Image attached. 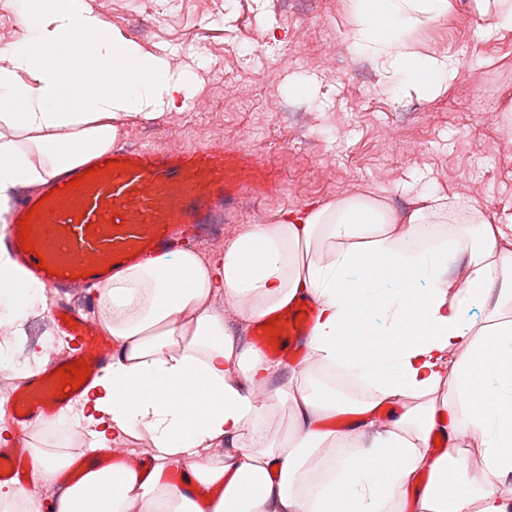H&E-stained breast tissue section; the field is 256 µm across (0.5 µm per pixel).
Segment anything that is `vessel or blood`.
<instances>
[{"label":"vessel or blood","instance_id":"1","mask_svg":"<svg viewBox=\"0 0 512 512\" xmlns=\"http://www.w3.org/2000/svg\"><path fill=\"white\" fill-rule=\"evenodd\" d=\"M91 164L100 169L94 177H87L88 166L80 165L49 180L38 193H19L5 216L7 229L0 233V253L55 298L56 325L71 340L69 349L33 367L0 408V416L17 434L13 445H0V480L29 465L26 444L32 429L66 415L117 355L111 336L90 317L111 278L208 234L243 195L272 196L280 188L275 169L220 143L180 149L115 145ZM78 177L83 180L79 186L74 183ZM26 216L35 245L29 252L19 236ZM71 292L82 293L81 307L67 302ZM272 318L278 339L270 340L263 321H256L251 330L256 348L273 359L303 358L316 319L313 302H294ZM77 361L89 366L85 383L76 389L60 386L56 369Z\"/></svg>","mask_w":512,"mask_h":512}]
</instances>
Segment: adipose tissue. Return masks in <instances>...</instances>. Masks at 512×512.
Wrapping results in <instances>:
<instances>
[{"mask_svg":"<svg viewBox=\"0 0 512 512\" xmlns=\"http://www.w3.org/2000/svg\"><path fill=\"white\" fill-rule=\"evenodd\" d=\"M35 18L29 36L0 49V206L18 183L41 185L88 152L111 148L119 115L154 118L176 110L191 82L108 25L83 0H16ZM352 46L372 54L401 86L434 99L460 62L424 57L414 35L447 13L448 0H349ZM476 210L428 195L398 228L372 195L306 206L255 224L203 259L182 250L126 268L101 296L102 328L122 348L85 403L94 445L146 431L155 452L141 470H89L57 512H265L279 500L292 512H507L491 486L512 471V250ZM468 271L448 273L449 253ZM243 303L258 320L298 297L318 308L311 350L321 370L339 367L372 388L351 401L310 372L256 404L248 386L274 368L259 350L239 351L217 295ZM489 303L482 320L466 318ZM45 290L0 254V327L46 309ZM381 328H373L374 318ZM413 400L371 447L360 439L383 404ZM289 403L298 439L275 445L268 431L276 403ZM354 415L347 428L317 426L315 410ZM483 459L469 472L463 443ZM239 442L236 455L210 450ZM440 440L443 450L429 446ZM350 454L333 467L329 449ZM189 462L211 495L173 500L162 484ZM465 472L449 487L448 471Z\"/></svg>","mask_w":512,"mask_h":512,"instance_id":"ef3b65f1","label":"adipose tissue"}]
</instances>
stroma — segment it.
<instances>
[{
    "label": "stroma",
    "instance_id": "stroma-1",
    "mask_svg": "<svg viewBox=\"0 0 512 512\" xmlns=\"http://www.w3.org/2000/svg\"><path fill=\"white\" fill-rule=\"evenodd\" d=\"M106 23L171 68L196 67L182 108L118 118V142L183 148L213 143L245 150L281 177L277 195L245 199L222 229L187 248L223 252L249 225L312 202L370 193L399 223L425 194L479 209L512 238V31L487 34L473 0H449L426 24L417 50L459 59L446 91L424 100L397 91L371 56L351 45L347 0H86ZM308 95L292 93L293 83ZM41 311L0 329L18 368L44 363Z\"/></svg>",
    "mask_w": 512,
    "mask_h": 512
}]
</instances>
